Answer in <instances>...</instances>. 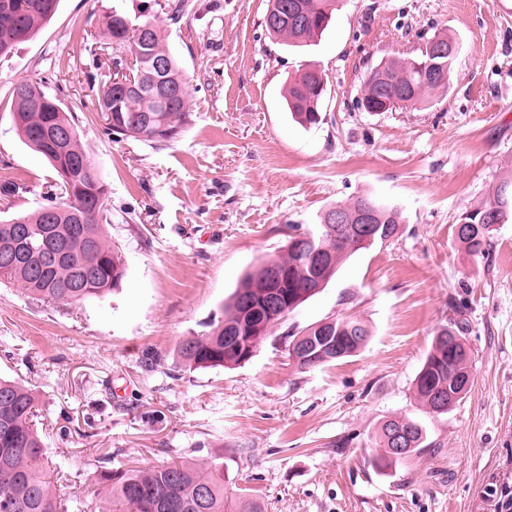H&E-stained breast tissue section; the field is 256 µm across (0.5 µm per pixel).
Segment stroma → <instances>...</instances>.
<instances>
[{
    "mask_svg": "<svg viewBox=\"0 0 512 512\" xmlns=\"http://www.w3.org/2000/svg\"><path fill=\"white\" fill-rule=\"evenodd\" d=\"M147 15L186 74L192 120L175 142L108 137L97 110L111 55L86 73L85 45L113 4ZM61 0L55 16L0 60V215L33 211L54 172L17 136L13 80L43 78L71 112L108 187L106 233L125 259L120 288L77 306L0 286V377L39 400L46 454L79 512L126 465L217 460L224 493L262 512H512V221L486 256L456 226L512 171V0H338L310 45L268 38V0ZM448 32V92L419 111L358 106L369 65L414 56ZM327 79L322 122L289 120V74ZM370 195L398 209L395 237L356 251L318 294L273 328L247 362L186 369L175 350L222 314L243 272L283 254L289 225ZM371 336L354 356L303 371L291 335L340 316ZM464 321L473 385L448 413L415 397L438 331ZM157 366L146 367L150 354ZM423 429L420 454L372 466L381 423Z\"/></svg>",
    "mask_w": 512,
    "mask_h": 512,
    "instance_id": "obj_1",
    "label": "stroma"
}]
</instances>
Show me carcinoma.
I'll return each instance as SVG.
<instances>
[{
  "label": "carcinoma",
  "instance_id": "obj_1",
  "mask_svg": "<svg viewBox=\"0 0 512 512\" xmlns=\"http://www.w3.org/2000/svg\"><path fill=\"white\" fill-rule=\"evenodd\" d=\"M60 0H0V58L10 55L18 44L33 39L58 10ZM296 0H269L267 13L279 17L269 25L262 22L270 37L281 38L290 46H303L322 36L331 20L336 0H302L306 23L284 19L285 6ZM101 38L115 50L134 56L133 72L145 73L141 91L125 89L109 76L97 98V110L106 121L108 135L152 143L176 140L191 120L188 83L178 58L166 47L164 35L155 20L131 17L112 8L102 18ZM456 42L446 33L424 39V48L414 58L380 61L368 69L359 106L363 111L382 107L398 98V107L416 110L434 91L449 89L456 53L438 55L441 47ZM157 59L166 60L159 73L153 69ZM435 66L430 68L427 62ZM165 88L163 99L154 94L153 77ZM327 94V80L317 68L305 67L288 77L286 105L292 119L312 128L322 121L321 105ZM12 121L22 142L45 158L56 178L46 187L44 203L32 212L0 219V256L19 248L17 228L27 227L33 246L43 235L58 244L57 257L43 260L27 253L13 263L0 261V284L22 288L36 300L80 304L102 297L121 286L126 268L119 251L112 248L104 230L106 186L83 147L72 116L61 100L45 90L44 81L27 77L12 83ZM67 128L70 137L64 146L56 144L54 131ZM376 209L379 238H391L399 224L396 208L373 197H357L336 207L354 213L363 201ZM56 209L54 221L47 222L46 209ZM512 218V173L501 178L492 196L466 211L458 241L473 257L486 254L495 225ZM325 215L315 229L308 230L326 257V265L314 274L292 246L282 256L263 259L247 271L230 300L224 316L210 324V330L188 337L178 345V357L189 367L235 366L246 361L245 345L257 348L284 315H272L267 304L279 294L282 308L293 311L319 293L335 276L342 259L360 249V240L338 237L325 228ZM277 277L272 288L271 277ZM336 339L344 341L342 355L316 364L295 360L301 370L315 369L350 357L370 336L359 319L346 316L334 319L328 327ZM464 323L454 321L434 337L432 347L415 378L417 399L435 414H445L462 397L461 383L453 374L472 370V356L460 339ZM37 396L25 385L0 378V512H67L52 489L43 467L44 442L34 423ZM401 429L408 436L409 454L421 450L423 431L410 419L386 421L380 431L374 457L376 467L395 463L390 457L391 434ZM220 464L201 465L180 461L145 465L127 471L115 470L112 483L102 489L105 505L100 512H261L259 504L243 495L224 499V478L216 477Z\"/></svg>",
  "mask_w": 512,
  "mask_h": 512
}]
</instances>
